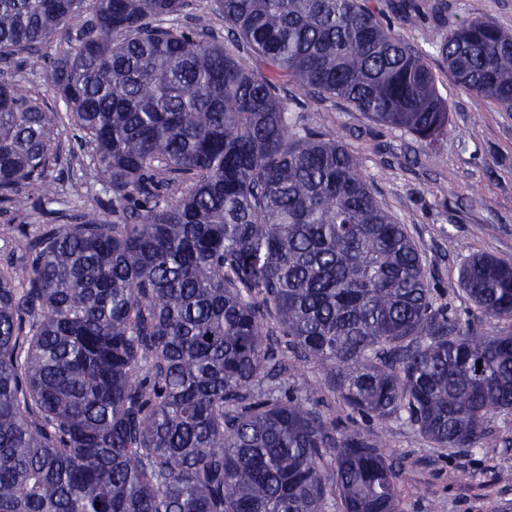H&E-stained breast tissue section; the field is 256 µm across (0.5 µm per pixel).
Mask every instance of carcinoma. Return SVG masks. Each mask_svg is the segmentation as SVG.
I'll use <instances>...</instances> for the list:
<instances>
[{"mask_svg": "<svg viewBox=\"0 0 512 512\" xmlns=\"http://www.w3.org/2000/svg\"><path fill=\"white\" fill-rule=\"evenodd\" d=\"M218 4L268 74L204 13L164 25L187 0H0V211L51 191L64 122L109 195L17 225L0 262V512H400L384 436L337 430L325 391L442 452L512 412V261L460 271L495 330L440 302L360 158L275 80L427 149L448 105L426 61L372 0ZM55 36L63 115L11 75ZM438 51L512 112V32L453 22Z\"/></svg>", "mask_w": 512, "mask_h": 512, "instance_id": "obj_1", "label": "carcinoma"}]
</instances>
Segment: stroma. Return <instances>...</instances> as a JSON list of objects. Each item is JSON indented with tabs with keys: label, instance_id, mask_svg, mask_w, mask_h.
I'll use <instances>...</instances> for the list:
<instances>
[{
	"label": "stroma",
	"instance_id": "35a3bbf8",
	"mask_svg": "<svg viewBox=\"0 0 512 512\" xmlns=\"http://www.w3.org/2000/svg\"><path fill=\"white\" fill-rule=\"evenodd\" d=\"M385 19L431 67L448 103V134L432 152L400 130L373 123L330 99L302 109L304 124L339 139L362 161L379 202L404 224L427 275L449 307L473 305L459 273L473 254L512 260V112L466 93L437 46L449 22L486 19L512 30V0H381ZM465 251L453 249V241ZM325 411L341 429L383 434L400 462L403 512H512V412L494 415L477 449L441 454L395 420L348 419L334 399Z\"/></svg>",
	"mask_w": 512,
	"mask_h": 512
}]
</instances>
